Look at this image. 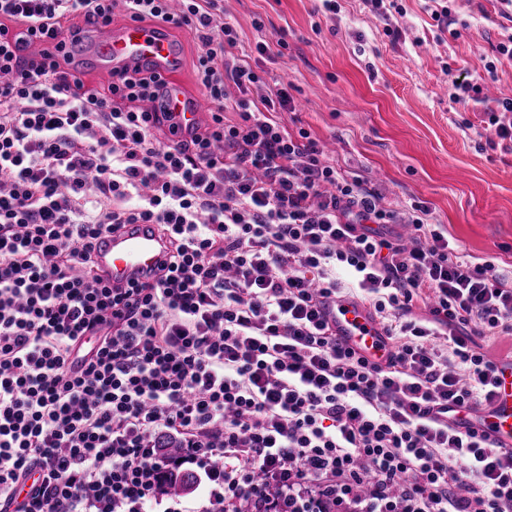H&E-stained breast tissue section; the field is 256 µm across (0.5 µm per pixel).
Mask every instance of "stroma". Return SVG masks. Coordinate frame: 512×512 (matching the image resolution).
<instances>
[{
  "label": "stroma",
  "mask_w": 512,
  "mask_h": 512,
  "mask_svg": "<svg viewBox=\"0 0 512 512\" xmlns=\"http://www.w3.org/2000/svg\"><path fill=\"white\" fill-rule=\"evenodd\" d=\"M381 17L366 0H224V20L260 77L247 95L261 102L288 85L294 110L273 118L306 131L337 167L375 189L384 207L423 202L443 225L456 256L491 262L512 280V150L490 126L512 100V60L495 47L512 34L501 0H447L448 28L436 0H395ZM269 43L266 53L256 44ZM497 71L477 99L453 102L464 75Z\"/></svg>",
  "instance_id": "obj_1"
}]
</instances>
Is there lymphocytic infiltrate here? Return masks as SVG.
<instances>
[{
    "label": "lymphocytic infiltrate",
    "instance_id": "f902f5d3",
    "mask_svg": "<svg viewBox=\"0 0 512 512\" xmlns=\"http://www.w3.org/2000/svg\"><path fill=\"white\" fill-rule=\"evenodd\" d=\"M221 11L0 0V512H512V447L455 419L495 398L475 339L512 335V284L269 118L287 89L253 106ZM118 14L201 46L210 119L181 148L155 134L157 75L74 71L65 36ZM125 224L159 225L168 252L114 288L93 246ZM341 298L367 303L386 364L339 343L323 304ZM183 472L204 489L188 510L162 497Z\"/></svg>",
    "mask_w": 512,
    "mask_h": 512
}]
</instances>
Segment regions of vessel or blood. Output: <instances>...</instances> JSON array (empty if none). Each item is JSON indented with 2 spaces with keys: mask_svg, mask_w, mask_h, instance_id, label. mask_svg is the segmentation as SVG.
Wrapping results in <instances>:
<instances>
[{
  "mask_svg": "<svg viewBox=\"0 0 512 512\" xmlns=\"http://www.w3.org/2000/svg\"><path fill=\"white\" fill-rule=\"evenodd\" d=\"M76 59L101 76L118 78L135 70H149L166 82V98L155 114L169 146L178 148L202 124L204 114L180 77L181 48L161 25L129 21L115 28L97 21L84 23L82 42L75 48ZM166 242L157 225L128 224L100 235L93 247L96 272L112 286L149 280L165 252ZM326 316L345 347L370 361L386 364L389 342L369 310L359 302L339 299L325 306ZM501 386L495 401L478 412L462 413L461 423L488 433L499 444L512 446V364L500 374Z\"/></svg>",
  "mask_w": 512,
  "mask_h": 512,
  "instance_id": "1",
  "label": "vessel or blood"
}]
</instances>
